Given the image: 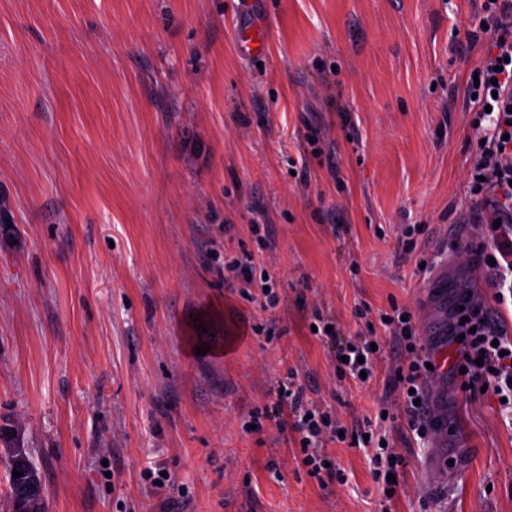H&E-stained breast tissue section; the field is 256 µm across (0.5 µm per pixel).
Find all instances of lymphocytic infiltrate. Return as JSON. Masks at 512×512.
Listing matches in <instances>:
<instances>
[{
	"label": "lymphocytic infiltrate",
	"mask_w": 512,
	"mask_h": 512,
	"mask_svg": "<svg viewBox=\"0 0 512 512\" xmlns=\"http://www.w3.org/2000/svg\"><path fill=\"white\" fill-rule=\"evenodd\" d=\"M482 9L492 31L489 48L478 67L475 88L477 112H488L491 125L479 129L482 141L469 167L470 179L476 180L484 194L482 209L471 216L474 224L484 225L494 242L493 252L482 255L477 263L485 269L494 300L502 304L512 294V0H483ZM224 278L240 283V296L251 299V286L263 289L262 311L276 310L280 303L278 278L246 248L224 257ZM466 323L453 327L449 335L456 341L458 363L465 366L468 382L474 389H485L488 396L504 400L512 409V335L489 320L481 303L466 302ZM387 329L394 364L395 415L410 431L426 437L430 426L422 416L419 400L431 380L429 357L425 352L410 311L392 306L381 313ZM317 339L327 346L340 377L359 380L361 373H372L378 352L372 351L371 337L344 335L340 326L321 312H314ZM272 392L277 404L287 405L293 417L292 428L299 437L301 464L322 485L342 481L339 468L327 465L325 446L338 441L339 433L350 430L353 445L364 442L372 433V420L363 417L345 426L338 413L320 410L308 398L306 388L295 374L275 381Z\"/></svg>",
	"instance_id": "obj_1"
}]
</instances>
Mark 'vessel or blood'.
Wrapping results in <instances>:
<instances>
[{"instance_id": "b4317fda", "label": "vessel or blood", "mask_w": 512, "mask_h": 512, "mask_svg": "<svg viewBox=\"0 0 512 512\" xmlns=\"http://www.w3.org/2000/svg\"><path fill=\"white\" fill-rule=\"evenodd\" d=\"M241 10L249 15L248 23L237 32L235 47L238 53L251 55L264 53L266 50V23L255 9V0H240ZM448 288V270L441 267L434 271L429 283L420 292L421 302L444 298ZM447 325L425 323L423 334L429 340L430 360L433 365V382L426 389L428 420L434 426V443L443 448L448 444V424L446 420V403L442 385L450 369L456 365L451 347L445 336Z\"/></svg>"}]
</instances>
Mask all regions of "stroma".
Masks as SVG:
<instances>
[{"label": "stroma", "instance_id": "obj_1", "mask_svg": "<svg viewBox=\"0 0 512 512\" xmlns=\"http://www.w3.org/2000/svg\"><path fill=\"white\" fill-rule=\"evenodd\" d=\"M481 4L258 0L267 49L248 58L239 0H0V461L26 450L50 512H381L364 449L328 445L347 481L325 489L281 416L243 424L290 371L323 409L376 417L389 357L340 380L311 301L361 332L356 307L418 312L444 265L449 320L469 295L512 332V305L440 247L482 204ZM240 243L278 276L275 311L225 282ZM380 427L408 463L391 512H512L494 398L449 377L470 456L442 484L433 439Z\"/></svg>", "mask_w": 512, "mask_h": 512}]
</instances>
